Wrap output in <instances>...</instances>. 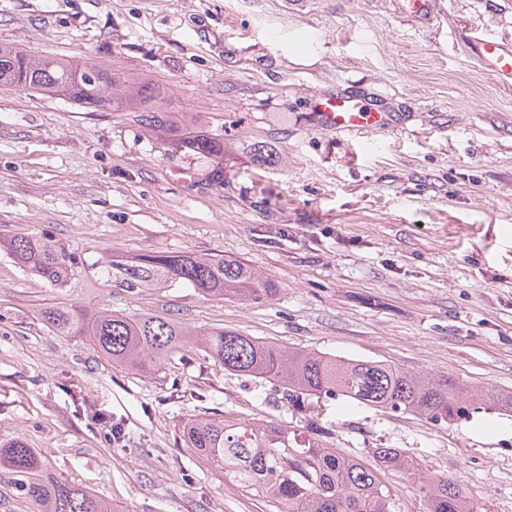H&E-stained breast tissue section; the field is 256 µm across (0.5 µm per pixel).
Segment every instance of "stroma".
Instances as JSON below:
<instances>
[{"label": "stroma", "instance_id": "stroma-1", "mask_svg": "<svg viewBox=\"0 0 512 512\" xmlns=\"http://www.w3.org/2000/svg\"><path fill=\"white\" fill-rule=\"evenodd\" d=\"M475 31L512 45V0H435L428 20L394 0H0V43L161 82L180 127L224 137L223 158L205 159L134 113L0 86V235L46 233L77 259L53 286L0 251V443L23 439L116 512H275L199 460L182 427L307 424L273 384L200 349L145 376L54 332L47 308L161 316L512 392V84L477 60ZM342 91L392 122L324 127L315 101ZM258 140L277 165L251 163ZM148 252L233 257L279 293L121 286L108 259ZM316 424L332 447L405 449L478 512H512V412L435 425L339 399Z\"/></svg>", "mask_w": 512, "mask_h": 512}]
</instances>
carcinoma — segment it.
Wrapping results in <instances>:
<instances>
[{"label":"carcinoma","instance_id":"1","mask_svg":"<svg viewBox=\"0 0 512 512\" xmlns=\"http://www.w3.org/2000/svg\"><path fill=\"white\" fill-rule=\"evenodd\" d=\"M0 85L62 95L79 105L135 109L145 128L172 134L176 122L163 111L152 81L131 82L110 67L34 56L0 45ZM184 146L202 157L224 156V136H199ZM253 160L271 164L276 154L265 143L252 147ZM15 263L52 285L70 279L75 257L43 236L15 233L0 237ZM129 288L182 280L207 297L271 300L275 285L231 257L193 253L144 254L117 269ZM44 321L63 336H84L107 360L151 375L195 343L206 356L240 376L278 387L284 405L315 410L312 399L345 398L356 404L416 414L433 423L465 421L477 400L491 410L512 409V393L471 391L441 373L411 372L382 360H362L284 349L233 330L198 334L187 325L153 315L126 316L108 309L49 308ZM183 444L224 480L271 504L277 512H393L390 490L381 474L396 472L424 499L426 512H477L451 477L433 476L401 448H369L363 457L329 448L320 435L276 422L195 419L182 430ZM0 483L35 512H115L88 488L51 476L34 449L20 438L0 447Z\"/></svg>","mask_w":512,"mask_h":512}]
</instances>
